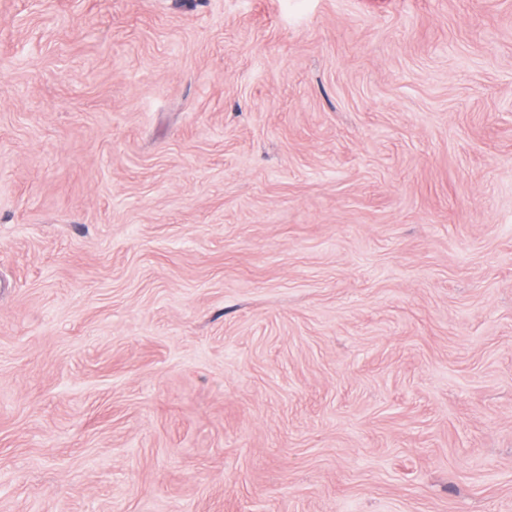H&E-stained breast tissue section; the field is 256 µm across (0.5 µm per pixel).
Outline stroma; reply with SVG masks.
<instances>
[{
  "instance_id": "stroma-1",
  "label": "stroma",
  "mask_w": 512,
  "mask_h": 512,
  "mask_svg": "<svg viewBox=\"0 0 512 512\" xmlns=\"http://www.w3.org/2000/svg\"><path fill=\"white\" fill-rule=\"evenodd\" d=\"M0 512H512V0H0Z\"/></svg>"
}]
</instances>
